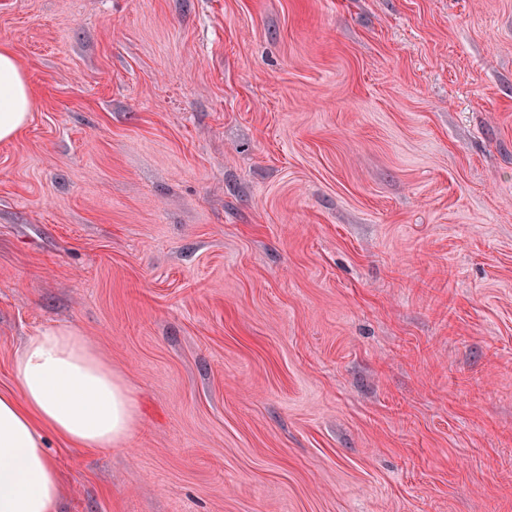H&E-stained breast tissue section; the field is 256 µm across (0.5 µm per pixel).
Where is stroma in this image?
Here are the masks:
<instances>
[{
	"instance_id": "1",
	"label": "stroma",
	"mask_w": 512,
	"mask_h": 512,
	"mask_svg": "<svg viewBox=\"0 0 512 512\" xmlns=\"http://www.w3.org/2000/svg\"><path fill=\"white\" fill-rule=\"evenodd\" d=\"M0 393L133 388L58 512H512V0H0ZM32 95L13 52L0 46V141L11 140L31 118Z\"/></svg>"
}]
</instances>
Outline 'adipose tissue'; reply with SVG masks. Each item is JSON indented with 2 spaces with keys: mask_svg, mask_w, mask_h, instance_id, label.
I'll return each mask as SVG.
<instances>
[{
  "mask_svg": "<svg viewBox=\"0 0 512 512\" xmlns=\"http://www.w3.org/2000/svg\"><path fill=\"white\" fill-rule=\"evenodd\" d=\"M32 95L0 46V141L31 118ZM19 394H0V512H57L61 475L46 451L53 431L76 448H118L136 420L132 391L70 326L30 337L14 359Z\"/></svg>",
  "mask_w": 512,
  "mask_h": 512,
  "instance_id": "adipose-tissue-1",
  "label": "adipose tissue"
}]
</instances>
